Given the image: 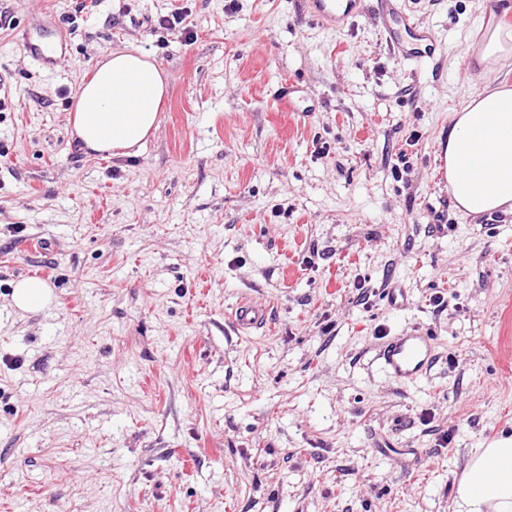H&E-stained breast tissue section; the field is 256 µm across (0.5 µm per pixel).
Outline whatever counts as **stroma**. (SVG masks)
Wrapping results in <instances>:
<instances>
[{"label":"stroma","mask_w":512,"mask_h":512,"mask_svg":"<svg viewBox=\"0 0 512 512\" xmlns=\"http://www.w3.org/2000/svg\"><path fill=\"white\" fill-rule=\"evenodd\" d=\"M302 2L0 0V512H450L469 453L512 436V214L465 215L434 178L453 112L512 88L478 62L503 6L401 0L444 46L416 66L372 8L329 32ZM47 10L54 73L15 38ZM129 43L168 74L159 128L84 153L77 87ZM288 78L319 111L268 109ZM41 272L53 305L19 313ZM243 300L269 310L245 335ZM414 323L439 358L398 383L371 359Z\"/></svg>","instance_id":"stroma-1"}]
</instances>
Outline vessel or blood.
Returning a JSON list of instances; mask_svg holds the SVG:
<instances>
[{
    "label": "vessel or blood",
    "mask_w": 512,
    "mask_h": 512,
    "mask_svg": "<svg viewBox=\"0 0 512 512\" xmlns=\"http://www.w3.org/2000/svg\"><path fill=\"white\" fill-rule=\"evenodd\" d=\"M362 0H304L305 15L322 28L345 29L361 12ZM377 11L386 41L395 56L415 63L433 60L441 46L433 29L420 26L402 11L398 0H377ZM17 42L23 54L42 69L53 71L67 58L66 30L55 20H48L35 30L19 34ZM269 105L289 112L315 111L300 82L286 79L271 91ZM268 308L254 301H244L234 309L232 320L238 333L245 334L265 324ZM437 336L427 327L415 324L385 337L375 348L374 361L387 376L398 383H414L426 378L435 365Z\"/></svg>",
    "instance_id": "obj_1"
}]
</instances>
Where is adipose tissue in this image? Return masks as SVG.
Wrapping results in <instances>:
<instances>
[{
	"instance_id": "ef3b65f1",
	"label": "adipose tissue",
	"mask_w": 512,
	"mask_h": 512,
	"mask_svg": "<svg viewBox=\"0 0 512 512\" xmlns=\"http://www.w3.org/2000/svg\"><path fill=\"white\" fill-rule=\"evenodd\" d=\"M167 93L162 67L134 44L99 61L76 91L69 122L90 153L125 155L159 126ZM446 177L458 209L482 215L512 209V90L484 91L454 112L446 143ZM54 293L38 278L18 280L13 307L23 313L49 308ZM452 512H512V438L477 449L466 460Z\"/></svg>"
}]
</instances>
